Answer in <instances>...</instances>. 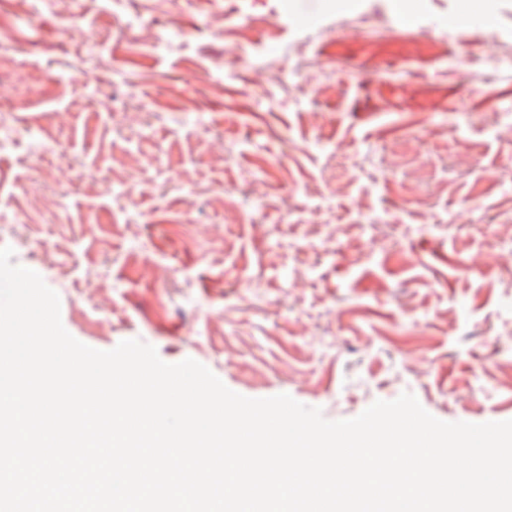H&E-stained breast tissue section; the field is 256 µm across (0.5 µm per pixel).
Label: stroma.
<instances>
[{"mask_svg":"<svg viewBox=\"0 0 512 512\" xmlns=\"http://www.w3.org/2000/svg\"><path fill=\"white\" fill-rule=\"evenodd\" d=\"M0 108V246L80 342L512 420V0H6Z\"/></svg>","mask_w":512,"mask_h":512,"instance_id":"1","label":"stroma"}]
</instances>
